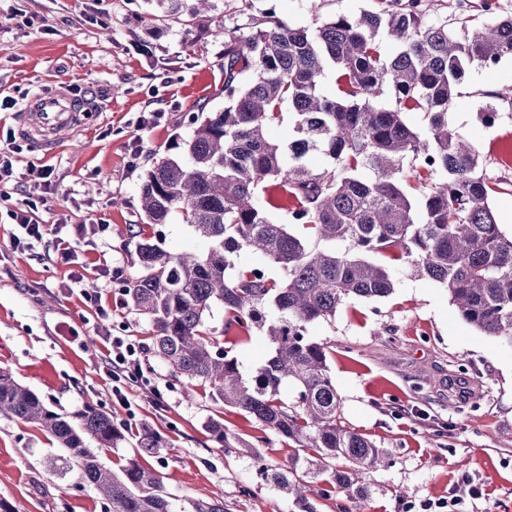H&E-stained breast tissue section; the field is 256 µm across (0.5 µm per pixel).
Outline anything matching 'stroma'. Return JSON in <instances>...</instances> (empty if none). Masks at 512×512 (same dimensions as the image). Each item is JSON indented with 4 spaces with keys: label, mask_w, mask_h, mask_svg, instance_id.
Returning a JSON list of instances; mask_svg holds the SVG:
<instances>
[{
    "label": "stroma",
    "mask_w": 512,
    "mask_h": 512,
    "mask_svg": "<svg viewBox=\"0 0 512 512\" xmlns=\"http://www.w3.org/2000/svg\"><path fill=\"white\" fill-rule=\"evenodd\" d=\"M203 25L163 26L147 35L140 21L144 0H0V96L17 100L60 86L101 111L76 134L65 133L51 157L13 154L16 179L0 183V368L40 394L52 408L70 413L91 402L126 426L121 448L96 454L117 470L148 433L164 445L150 463L159 471L175 512H193L198 500L221 499L224 512H301L259 474L260 464H283L289 448L266 434L256 448L224 449L206 425L214 417L209 392L187 394L183 381L148 352L152 327L128 305L124 279L134 276L142 177L174 134H188L200 107L224 105V42L217 28L248 33L267 9L294 26L313 27L337 15L381 9L384 0H213ZM512 92V59L473 66L449 115L481 153L484 172L500 183L492 209L504 232L512 231V108L482 112L489 95ZM139 158H131L132 147ZM51 165L52 186L30 176V165ZM36 203L49 233L32 251L11 246L9 211ZM104 224L106 253L88 252L81 291H73L69 266L48 257L53 229ZM122 269L101 277L100 260ZM103 293L107 318H98L82 291ZM210 325L244 371L269 357L258 331L226 326L215 306ZM76 327L79 338L68 329ZM144 348L142 364L161 395L136 385L126 402L112 394L101 355L104 332ZM309 333L333 351L331 375L341 397V418L390 458L370 473L366 498L339 493L317 500V512H421L425 502L456 494L463 475L483 489L465 498L460 512H512V345L466 324L440 284L399 268L385 298H351L334 319ZM24 512H109L84 485L61 451L36 428L0 418V499Z\"/></svg>",
    "instance_id": "obj_1"
}]
</instances>
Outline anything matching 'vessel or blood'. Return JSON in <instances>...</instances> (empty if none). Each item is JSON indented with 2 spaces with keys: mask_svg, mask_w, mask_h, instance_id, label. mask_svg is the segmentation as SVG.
<instances>
[{
  "mask_svg": "<svg viewBox=\"0 0 512 512\" xmlns=\"http://www.w3.org/2000/svg\"><path fill=\"white\" fill-rule=\"evenodd\" d=\"M95 114L65 90L31 96L18 113V134L34 151L53 154L64 131L77 132L90 125Z\"/></svg>",
  "mask_w": 512,
  "mask_h": 512,
  "instance_id": "b4317fda",
  "label": "vessel or blood"
}]
</instances>
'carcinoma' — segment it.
Masks as SVG:
<instances>
[{
	"mask_svg": "<svg viewBox=\"0 0 512 512\" xmlns=\"http://www.w3.org/2000/svg\"><path fill=\"white\" fill-rule=\"evenodd\" d=\"M159 18L204 16L210 0H148ZM489 21L470 26L472 11ZM224 38V107L189 118L171 153L142 178V223L187 224L202 252L173 255L157 237L136 242L138 272L127 303L153 327L151 351L186 384L210 388L215 405L236 410L293 449L288 464L265 466L267 479L302 509L310 487L328 499L362 496L367 476L387 465L384 450L340 420L330 347L309 327L335 317L350 298L375 299L394 289L397 265L447 288L461 319L512 344V233L496 222L499 184L482 170L479 150L448 113L474 65L512 57V14L486 0L458 8L453 22L431 21L423 0H387L379 11L339 15L315 28L292 26L275 9L248 34ZM329 73L340 94L323 92ZM423 116L422 131L405 120ZM288 113L294 138L275 143L268 129ZM319 153L316 169L309 157ZM290 208L293 231L268 209ZM242 252L284 271L280 282L260 269L230 274ZM222 305L229 324L267 336L272 354L241 371L207 321ZM292 388L280 398V387ZM35 425L79 468L82 481L111 512H172L168 493L137 457L119 471L90 449L119 448L126 430L86 403L52 409L0 369V417ZM207 431L224 448H254L219 418Z\"/></svg>",
	"mask_w": 512,
	"mask_h": 512,
	"instance_id": "carcinoma-1",
	"label": "carcinoma"
}]
</instances>
